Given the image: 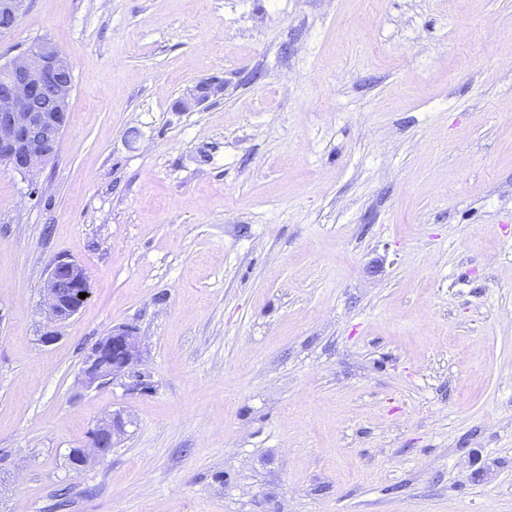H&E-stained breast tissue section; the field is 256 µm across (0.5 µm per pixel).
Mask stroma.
<instances>
[{"mask_svg": "<svg viewBox=\"0 0 512 512\" xmlns=\"http://www.w3.org/2000/svg\"><path fill=\"white\" fill-rule=\"evenodd\" d=\"M43 40L74 89L38 197L0 164V512H512V0H27L0 59ZM60 257L90 296L45 345ZM123 325L151 390L83 386ZM223 88L224 85L217 77L211 78L207 81H202L194 86L189 94V98L180 101V109L186 110L190 108L192 104H202L219 92L223 91ZM127 422L120 413H112L101 419L90 434L86 448L80 449L82 467L92 459L105 458L115 447L116 441L125 434Z\"/></svg>", "mask_w": 512, "mask_h": 512, "instance_id": "obj_1", "label": "stroma"}]
</instances>
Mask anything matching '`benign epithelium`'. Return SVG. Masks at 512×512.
Instances as JSON below:
<instances>
[{
    "instance_id": "obj_1",
    "label": "benign epithelium",
    "mask_w": 512,
    "mask_h": 512,
    "mask_svg": "<svg viewBox=\"0 0 512 512\" xmlns=\"http://www.w3.org/2000/svg\"><path fill=\"white\" fill-rule=\"evenodd\" d=\"M26 0H0V15L17 22ZM69 68L62 53L51 43L39 41L20 55L0 62V162L25 177L55 158L68 126L69 98L73 82H60L57 74ZM217 77L194 86L180 109L199 105L223 91ZM47 97L53 109L44 110L37 101ZM43 310L46 315L40 342L54 343L59 327L81 308L79 294L90 293L88 276L78 262L56 260L43 285ZM139 336L135 328L119 326L98 340L85 355L82 382L101 386L116 377L127 379L131 391L151 388L149 376L139 368ZM127 422L115 412L101 419L90 434L86 448L80 450L82 466L95 458L106 457L125 434Z\"/></svg>"
}]
</instances>
